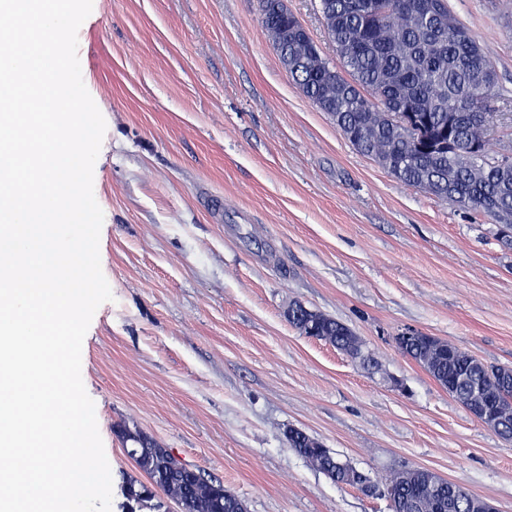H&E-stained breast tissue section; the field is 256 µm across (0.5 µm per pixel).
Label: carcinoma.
<instances>
[{"mask_svg": "<svg viewBox=\"0 0 512 512\" xmlns=\"http://www.w3.org/2000/svg\"><path fill=\"white\" fill-rule=\"evenodd\" d=\"M334 12L335 30L330 42L336 47L348 77L340 86L331 85L322 69H305L293 77L303 95L312 102L330 103L329 111L337 126L350 135L349 142L360 154L382 158L384 168L407 186L420 188L430 181L451 185V196H442L460 206L491 218L500 213L512 215V154L488 152L489 130L494 103L499 97L497 76L485 78L479 64L489 57L471 32L460 22L441 32L438 15L453 18L448 0H385L383 10L365 19L367 0H326ZM279 0H260L265 26L290 27L295 16L278 9ZM381 94L389 112L407 100L413 112L410 120L428 133L429 143L422 149L410 146L407 138L390 126L371 98ZM461 105L459 118L448 129V111ZM481 144L482 153L469 161L458 151ZM315 335L336 348L344 346L353 332L346 325L323 313ZM405 356L423 367L439 384L455 386L450 392L465 408L471 407L469 388L482 385L489 393L484 407L494 410L512 400V381L503 382L494 371L468 351L455 345L435 361L425 341L410 346ZM126 445L127 455L147 482L129 475L122 485L126 512H160L153 503L161 486L177 490L187 512H246L244 503L224 485L180 462L167 448L134 427H115ZM289 447L338 484L347 483L336 465V456L316 446L306 433L290 429ZM390 496L392 512H408L413 500L420 512H433L435 500L443 497L452 504L449 512H467L470 493L460 485L443 481L438 487L421 477L420 470L408 469L394 475Z\"/></svg>", "mask_w": 512, "mask_h": 512, "instance_id": "cac0c4a2", "label": "carcinoma"}]
</instances>
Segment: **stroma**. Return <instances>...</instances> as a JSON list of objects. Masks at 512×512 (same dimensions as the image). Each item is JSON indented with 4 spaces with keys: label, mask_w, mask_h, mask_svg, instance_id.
Instances as JSON below:
<instances>
[{
    "label": "stroma",
    "mask_w": 512,
    "mask_h": 512,
    "mask_svg": "<svg viewBox=\"0 0 512 512\" xmlns=\"http://www.w3.org/2000/svg\"><path fill=\"white\" fill-rule=\"evenodd\" d=\"M491 51V153L512 149V0H448ZM83 83L106 121L93 191L113 298L81 375L111 512L137 426L247 512H390L393 473L428 468L512 512V440L404 356L408 328L512 367V248L486 215L358 153L283 68L259 0H93ZM302 303L348 326L359 359L301 334ZM298 428L367 474L336 484ZM286 437L290 448H293L337 484L346 485V476L336 465L337 457L327 448L315 447L316 441L297 429H289Z\"/></svg>",
    "instance_id": "stroma-1"
}]
</instances>
